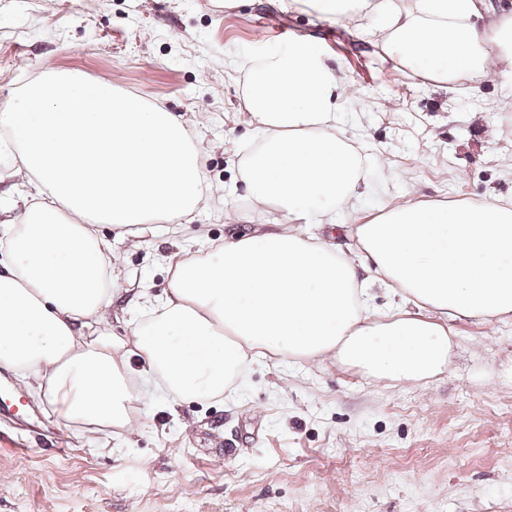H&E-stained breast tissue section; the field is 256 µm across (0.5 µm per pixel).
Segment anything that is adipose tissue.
<instances>
[{
	"instance_id": "ef3b65f1",
	"label": "adipose tissue",
	"mask_w": 512,
	"mask_h": 512,
	"mask_svg": "<svg viewBox=\"0 0 512 512\" xmlns=\"http://www.w3.org/2000/svg\"><path fill=\"white\" fill-rule=\"evenodd\" d=\"M271 2L355 25L420 84L493 80L497 110H512V0ZM236 65L253 130L236 179L277 229L170 257L163 299L123 336L102 326L112 249L97 227L190 222L218 197L198 142L173 113L77 72L47 70L0 102V154L30 188L0 265V367L64 424L128 428L144 384L173 402L222 398L270 355L416 383L447 371L450 318H512V200L392 201L349 226L343 251L313 230H335L369 186L370 156L336 124L344 72L311 39ZM372 279L397 304L374 305Z\"/></svg>"
}]
</instances>
